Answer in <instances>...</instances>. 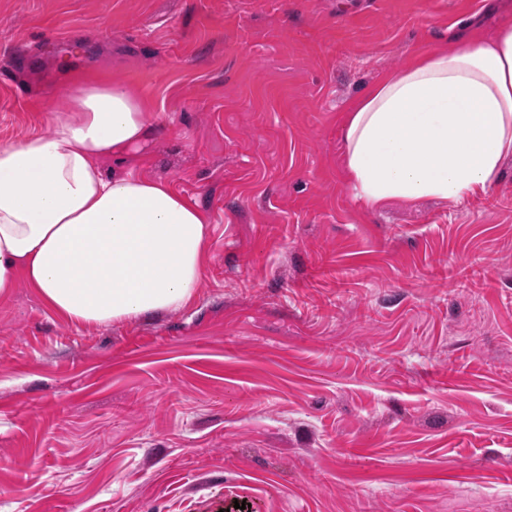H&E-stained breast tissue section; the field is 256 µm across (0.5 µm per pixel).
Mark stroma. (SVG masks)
Masks as SVG:
<instances>
[{"label":"stroma","mask_w":512,"mask_h":512,"mask_svg":"<svg viewBox=\"0 0 512 512\" xmlns=\"http://www.w3.org/2000/svg\"><path fill=\"white\" fill-rule=\"evenodd\" d=\"M512 0H0V143L59 66L153 130L104 175L208 222L187 307L70 322L0 297V512H512V157L451 203L357 199L340 125Z\"/></svg>","instance_id":"obj_1"}]
</instances>
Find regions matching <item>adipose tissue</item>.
Wrapping results in <instances>:
<instances>
[{
  "mask_svg": "<svg viewBox=\"0 0 512 512\" xmlns=\"http://www.w3.org/2000/svg\"><path fill=\"white\" fill-rule=\"evenodd\" d=\"M47 121L49 133L0 143V295L22 280L57 314L94 325L187 305L205 273L204 214L163 181L99 168L150 135L144 99L123 83L77 79ZM342 140L367 204L486 191L512 155V19L374 85Z\"/></svg>",
  "mask_w": 512,
  "mask_h": 512,
  "instance_id": "1",
  "label": "adipose tissue"
}]
</instances>
